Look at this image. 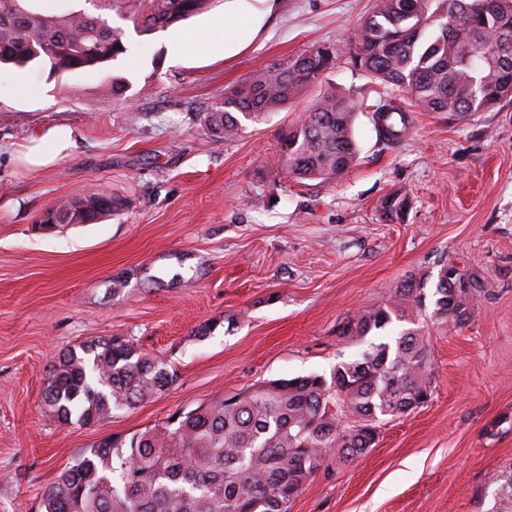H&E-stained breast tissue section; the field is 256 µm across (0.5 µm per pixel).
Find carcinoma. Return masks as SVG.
I'll return each mask as SVG.
<instances>
[{"mask_svg": "<svg viewBox=\"0 0 512 512\" xmlns=\"http://www.w3.org/2000/svg\"><path fill=\"white\" fill-rule=\"evenodd\" d=\"M44 14L39 0H0V67L38 65L62 75L108 68L127 52L125 27L151 35L210 10L217 0H64ZM473 0H378L376 11L345 48L318 45L250 82L224 91L206 113L211 133L230 139L242 121L258 122L290 105L345 54L352 66L394 87L425 112L475 113L512 96V0H497L496 15L471 11ZM123 76L109 75L101 91L123 97ZM362 105L327 90L282 134L277 164L300 180H334L357 161L354 120ZM388 143L411 132L396 100L373 106ZM408 199L383 203L388 219ZM101 192L54 206L58 224H81L112 214ZM476 281L455 287L440 269L432 317L443 330L473 315ZM399 303L358 313L339 331L340 342L361 344L373 332L426 309L424 288L399 291ZM430 339L407 329L392 342L372 343L339 363L330 378L272 380L218 397L161 427L107 439L64 468L45 492L42 512H283L329 459L347 463L376 444L369 427L423 406L432 396ZM175 372L124 338L83 342L49 368L44 402L64 424L92 426L168 389ZM488 512H512V472L496 478Z\"/></svg>", "mask_w": 512, "mask_h": 512, "instance_id": "carcinoma-1", "label": "carcinoma"}]
</instances>
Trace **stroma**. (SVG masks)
Returning <instances> with one entry per match:
<instances>
[{
  "mask_svg": "<svg viewBox=\"0 0 512 512\" xmlns=\"http://www.w3.org/2000/svg\"><path fill=\"white\" fill-rule=\"evenodd\" d=\"M377 0L258 4L259 30L231 56L195 40L223 4L148 36L127 31L114 73L129 99L100 95L98 71L0 70V512H40L62 469L109 436L166 424L269 380L330 376L357 347L347 318L433 291L456 263L481 284L471 320L429 325L432 397L378 430L354 461H328L286 512H488L512 468V97L468 116L410 110L413 130L383 144L372 76L336 60L317 89L231 140L206 112L316 44L353 33ZM190 37L176 47L174 35ZM23 79L28 92L16 90ZM367 111L359 159L332 183L275 168L282 132L318 91ZM76 134L70 155L30 171L17 154L38 130ZM107 190L121 204L91 224L37 228L44 208ZM407 195L402 219L382 203ZM121 336L163 358L174 384L96 426L61 424L43 401L63 351Z\"/></svg>",
  "mask_w": 512,
  "mask_h": 512,
  "instance_id": "obj_1",
  "label": "stroma"
}]
</instances>
